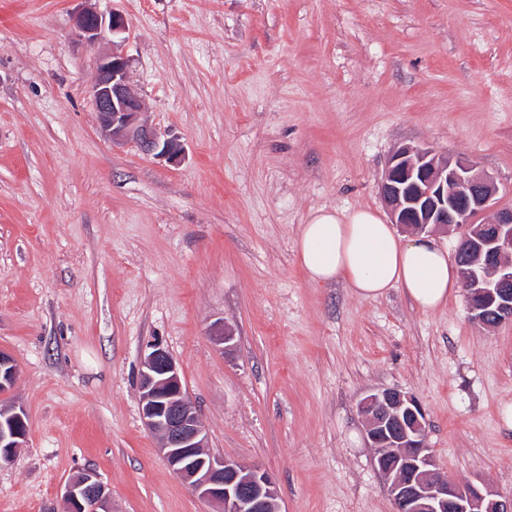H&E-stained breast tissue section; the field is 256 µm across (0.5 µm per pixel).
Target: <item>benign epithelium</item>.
Segmentation results:
<instances>
[{
    "mask_svg": "<svg viewBox=\"0 0 512 512\" xmlns=\"http://www.w3.org/2000/svg\"><path fill=\"white\" fill-rule=\"evenodd\" d=\"M81 36L93 41L104 31L126 29L120 15L103 21L95 10L79 13ZM128 61L116 52L101 57L89 86L100 131L114 144L132 142L146 154L178 161L182 146L141 120L142 101L127 80ZM493 180L470 163L438 159L432 150L404 145L388 161L380 195L390 223L419 233L450 226L463 229L458 259L469 267L463 288L469 294L476 321L484 315L496 324H512V209L472 229L473 219L490 207ZM19 367L0 350V394L10 392ZM141 415L146 428L161 441L160 452L169 468L201 498L222 506L221 512H280L273 479L253 466L224 459L207 451V438L196 406L188 395L173 356L151 346L141 362ZM359 411L368 426L388 434L391 454L379 456L375 468L388 484L395 512H512V495L468 485L460 486L437 470L424 443L425 414L412 397L386 389L365 396ZM28 415L13 403L0 409V464L23 447ZM62 512H109V492L100 476L87 468L61 489Z\"/></svg>",
    "mask_w": 512,
    "mask_h": 512,
    "instance_id": "benign-epithelium-1",
    "label": "benign epithelium"
}]
</instances>
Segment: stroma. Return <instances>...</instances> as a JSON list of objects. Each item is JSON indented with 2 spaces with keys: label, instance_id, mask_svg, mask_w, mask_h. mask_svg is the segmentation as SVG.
<instances>
[{
  "label": "stroma",
  "instance_id": "35a3bbf8",
  "mask_svg": "<svg viewBox=\"0 0 512 512\" xmlns=\"http://www.w3.org/2000/svg\"><path fill=\"white\" fill-rule=\"evenodd\" d=\"M88 6L126 30L80 39ZM112 50L181 162L100 135ZM404 145L490 175L482 221L512 209V0H0V348L20 367L0 405L29 416L0 512H60L87 468L112 512H216L141 418L154 341L209 451L271 474L281 512H395L358 410L384 389L422 406L441 472L512 495V325L474 322L462 291L428 314L361 299L296 259L311 211L384 210Z\"/></svg>",
  "mask_w": 512,
  "mask_h": 512
}]
</instances>
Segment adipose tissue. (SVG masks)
<instances>
[{
    "mask_svg": "<svg viewBox=\"0 0 512 512\" xmlns=\"http://www.w3.org/2000/svg\"><path fill=\"white\" fill-rule=\"evenodd\" d=\"M295 250L315 284L339 281L355 296L373 300L398 288L424 313L445 306L460 286L459 267L434 237L400 233L370 209L314 210Z\"/></svg>",
    "mask_w": 512,
    "mask_h": 512,
    "instance_id": "obj_1",
    "label": "adipose tissue"
}]
</instances>
